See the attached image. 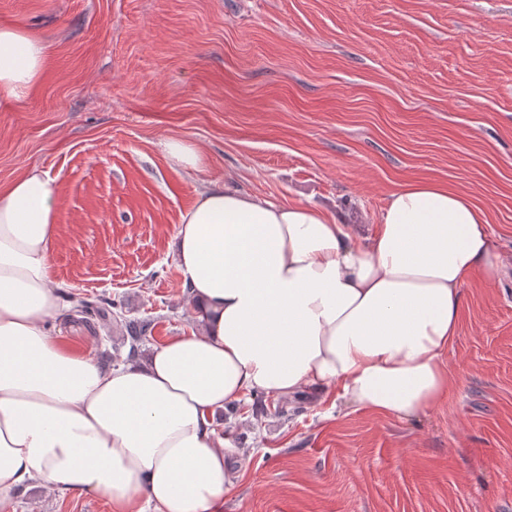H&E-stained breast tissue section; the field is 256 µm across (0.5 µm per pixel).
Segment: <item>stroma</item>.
<instances>
[{"instance_id": "stroma-1", "label": "stroma", "mask_w": 512, "mask_h": 512, "mask_svg": "<svg viewBox=\"0 0 512 512\" xmlns=\"http://www.w3.org/2000/svg\"><path fill=\"white\" fill-rule=\"evenodd\" d=\"M49 66L0 106V186L55 179L63 294L120 300L143 351L200 322L173 256L206 186L374 230L390 194L448 181L486 207L505 264L464 289L455 388L397 420L311 392L213 417L244 458L223 512H512V0H0ZM203 157L176 168L163 144ZM106 364L128 348L68 305L46 322ZM0 512H112L28 483Z\"/></svg>"}]
</instances>
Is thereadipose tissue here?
<instances>
[{
  "label": "adipose tissue",
  "instance_id": "ef3b65f1",
  "mask_svg": "<svg viewBox=\"0 0 512 512\" xmlns=\"http://www.w3.org/2000/svg\"><path fill=\"white\" fill-rule=\"evenodd\" d=\"M48 64L40 39L0 26V104ZM58 203L35 167L0 187V503L37 479L114 512H223L216 411L308 390L427 415L452 386L465 283L503 268L485 210L443 181L393 192L369 235L317 208L206 188L174 243L201 331L108 368L46 326L60 305Z\"/></svg>",
  "mask_w": 512,
  "mask_h": 512
}]
</instances>
